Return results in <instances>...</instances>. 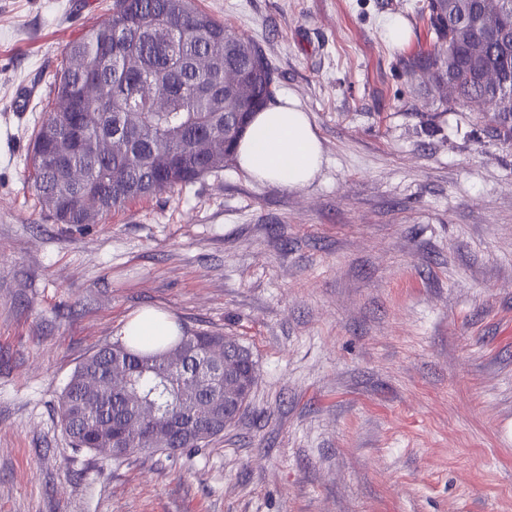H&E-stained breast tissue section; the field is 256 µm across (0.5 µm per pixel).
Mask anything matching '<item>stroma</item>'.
<instances>
[{"label":"stroma","mask_w":512,"mask_h":512,"mask_svg":"<svg viewBox=\"0 0 512 512\" xmlns=\"http://www.w3.org/2000/svg\"><path fill=\"white\" fill-rule=\"evenodd\" d=\"M418 3L198 0L261 44L320 173L232 161L69 226L28 147L112 0H0V512H512V139L406 76L432 45ZM144 307L247 346L249 407L174 455L73 447L64 388Z\"/></svg>","instance_id":"1"}]
</instances>
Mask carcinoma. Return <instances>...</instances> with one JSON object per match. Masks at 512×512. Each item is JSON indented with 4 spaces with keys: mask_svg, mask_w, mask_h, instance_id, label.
<instances>
[{
    "mask_svg": "<svg viewBox=\"0 0 512 512\" xmlns=\"http://www.w3.org/2000/svg\"><path fill=\"white\" fill-rule=\"evenodd\" d=\"M435 41L404 64L425 72L448 109L490 104L496 132L512 138V0H426L418 7ZM54 75L55 103L30 150L31 186L56 224H98L137 198L193 183L234 159L253 116L273 97L276 75L260 44L200 9L197 0H112L102 22L68 42ZM494 71L499 83L482 78ZM94 191L80 192L71 171ZM201 350L222 339L244 381L245 410L257 380L249 350L230 336L179 329L162 348L115 341L88 355L60 401L61 425L78 448L94 450L125 429L137 402L184 419L192 398L214 386L197 374L196 358L167 357L184 338ZM119 346L129 383L102 393L83 379L105 375Z\"/></svg>",
    "mask_w": 512,
    "mask_h": 512,
    "instance_id": "1",
    "label": "carcinoma"
}]
</instances>
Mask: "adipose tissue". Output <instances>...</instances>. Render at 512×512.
<instances>
[{
	"label": "adipose tissue",
	"mask_w": 512,
	"mask_h": 512,
	"mask_svg": "<svg viewBox=\"0 0 512 512\" xmlns=\"http://www.w3.org/2000/svg\"><path fill=\"white\" fill-rule=\"evenodd\" d=\"M323 163L321 143L311 119L295 98L255 114L241 139L238 166L260 182L300 188L314 179ZM178 327L169 316L140 309L124 326L126 341L152 348Z\"/></svg>",
	"instance_id": "adipose-tissue-1"
}]
</instances>
